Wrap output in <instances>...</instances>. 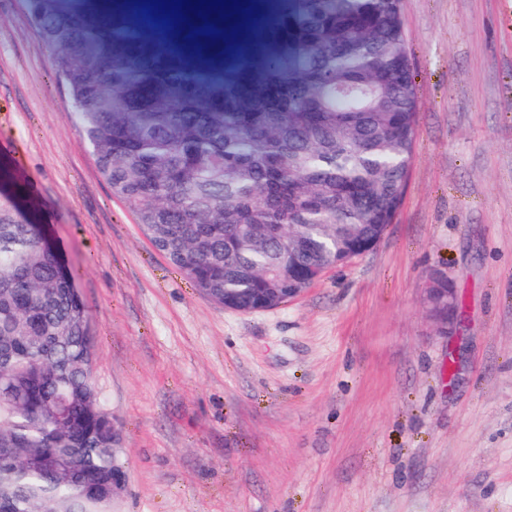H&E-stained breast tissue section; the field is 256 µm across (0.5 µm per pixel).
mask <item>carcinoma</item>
I'll list each match as a JSON object with an SVG mask.
<instances>
[{"label": "carcinoma", "mask_w": 512, "mask_h": 512, "mask_svg": "<svg viewBox=\"0 0 512 512\" xmlns=\"http://www.w3.org/2000/svg\"><path fill=\"white\" fill-rule=\"evenodd\" d=\"M112 192L195 288H261L379 236L401 206L418 95L401 0H274L241 33L101 0H25ZM212 29L214 33L200 37ZM262 38L255 55L229 53ZM73 275L0 192V512H114L112 415Z\"/></svg>", "instance_id": "cac0c4a2"}]
</instances>
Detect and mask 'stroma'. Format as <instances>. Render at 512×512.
I'll list each match as a JSON object with an SVG mask.
<instances>
[{
	"mask_svg": "<svg viewBox=\"0 0 512 512\" xmlns=\"http://www.w3.org/2000/svg\"><path fill=\"white\" fill-rule=\"evenodd\" d=\"M418 86L379 244L283 307L202 296L80 144L24 0H0V190L22 188L95 330L117 512H512V0H401ZM447 277L457 318H430ZM448 281L441 275L432 278L426 288V304L430 316L443 325H448V320L457 307V297L453 288H446Z\"/></svg>",
	"mask_w": 512,
	"mask_h": 512,
	"instance_id": "35a3bbf8",
	"label": "stroma"
}]
</instances>
